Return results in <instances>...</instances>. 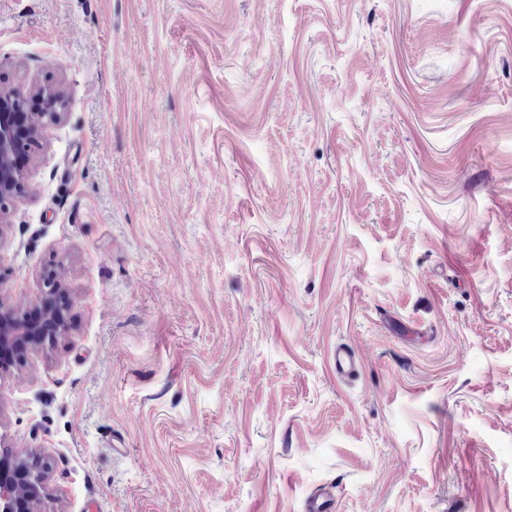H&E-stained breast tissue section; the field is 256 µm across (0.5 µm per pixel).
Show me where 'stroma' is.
Here are the masks:
<instances>
[{"label":"stroma","instance_id":"stroma-1","mask_svg":"<svg viewBox=\"0 0 512 512\" xmlns=\"http://www.w3.org/2000/svg\"><path fill=\"white\" fill-rule=\"evenodd\" d=\"M58 96L0 214L37 512H512V0H0ZM359 372L337 378V345ZM40 305L42 318L34 321L26 312L19 313L0 301V352L12 346L23 348L28 343L52 344L57 336L68 331L74 302L61 283L48 282ZM335 489L326 487L311 493L305 504L306 512H334L335 509Z\"/></svg>","mask_w":512,"mask_h":512}]
</instances>
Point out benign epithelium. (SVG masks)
Masks as SVG:
<instances>
[{
	"mask_svg": "<svg viewBox=\"0 0 512 512\" xmlns=\"http://www.w3.org/2000/svg\"><path fill=\"white\" fill-rule=\"evenodd\" d=\"M56 104V98L48 96L43 111L30 113L31 135L22 140L16 132L14 114L28 108L29 96L14 90L0 97V200L13 198L21 187L22 175L15 166L16 156L29 149V143L39 136L45 123L61 119ZM41 305L42 318L34 321L0 301V352L28 343L51 344L68 331L74 302L61 283L48 282ZM49 470L50 463L44 459L31 463L0 459V512H35L45 492Z\"/></svg>",
	"mask_w": 512,
	"mask_h": 512,
	"instance_id": "benign-epithelium-1",
	"label": "benign epithelium"
}]
</instances>
